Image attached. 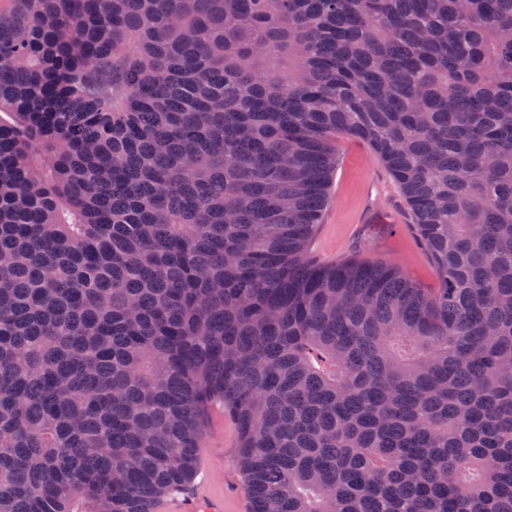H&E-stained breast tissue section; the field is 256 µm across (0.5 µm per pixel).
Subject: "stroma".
Here are the masks:
<instances>
[{
	"instance_id": "obj_1",
	"label": "stroma",
	"mask_w": 512,
	"mask_h": 512,
	"mask_svg": "<svg viewBox=\"0 0 512 512\" xmlns=\"http://www.w3.org/2000/svg\"><path fill=\"white\" fill-rule=\"evenodd\" d=\"M336 151L331 201L311 244L312 255L322 261L352 256L392 261L420 287H436L432 260L419 244L410 212L380 158L365 141L345 134L337 136ZM201 451L212 466L198 471L193 492L204 495L224 487L236 498L233 512H249L238 471V431L223 409L209 410Z\"/></svg>"
}]
</instances>
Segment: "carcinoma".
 <instances>
[{
  "label": "carcinoma",
  "instance_id": "carcinoma-1",
  "mask_svg": "<svg viewBox=\"0 0 512 512\" xmlns=\"http://www.w3.org/2000/svg\"><path fill=\"white\" fill-rule=\"evenodd\" d=\"M438 287L308 244L336 136ZM512 512V0L0 11V512ZM239 435L232 419L224 414L223 408L209 410L200 453H204L212 463L208 471L199 470L189 492L207 494L213 485L224 486V490L234 494V510H224V495L207 498H172L163 500L155 512H248V499L242 489L238 471Z\"/></svg>",
  "mask_w": 512,
  "mask_h": 512
}]
</instances>
